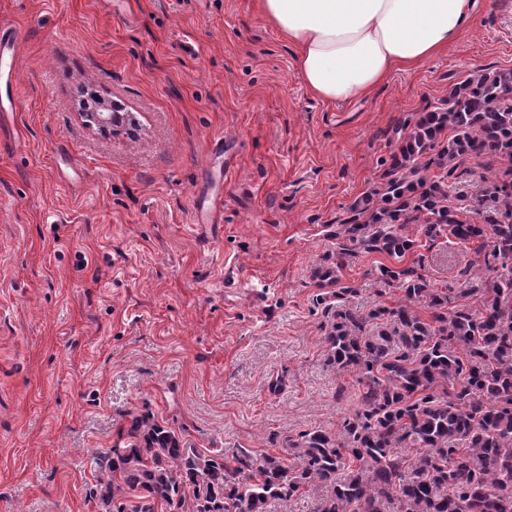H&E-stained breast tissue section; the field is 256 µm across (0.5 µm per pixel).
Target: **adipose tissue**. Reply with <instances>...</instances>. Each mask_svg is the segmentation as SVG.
<instances>
[{
    "label": "adipose tissue",
    "mask_w": 512,
    "mask_h": 512,
    "mask_svg": "<svg viewBox=\"0 0 512 512\" xmlns=\"http://www.w3.org/2000/svg\"><path fill=\"white\" fill-rule=\"evenodd\" d=\"M291 49L308 89L326 102L366 95L397 71L448 49L480 0H256Z\"/></svg>",
    "instance_id": "obj_1"
}]
</instances>
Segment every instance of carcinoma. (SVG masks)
Instances as JSON below:
<instances>
[{"label": "carcinoma", "instance_id": "1", "mask_svg": "<svg viewBox=\"0 0 512 512\" xmlns=\"http://www.w3.org/2000/svg\"><path fill=\"white\" fill-rule=\"evenodd\" d=\"M510 91L512 69L456 85L389 157L383 195L397 206H365L367 223L336 231L344 251L394 258L415 245L412 224L430 240L481 239L468 273L482 287L438 292L414 267H379L407 301L425 298L435 312L429 322L405 305L336 313L328 362L357 373L360 392L340 431H304L288 457L259 462L246 450L194 448L150 413L134 415L125 445L91 462L101 512H266L271 499L322 486L330 491L315 512H512V168L491 180L495 207L477 210L478 223L457 219L445 183L470 154L512 163ZM433 163L446 177L429 182L420 172ZM382 316L396 327L366 332Z\"/></svg>", "mask_w": 512, "mask_h": 512}]
</instances>
